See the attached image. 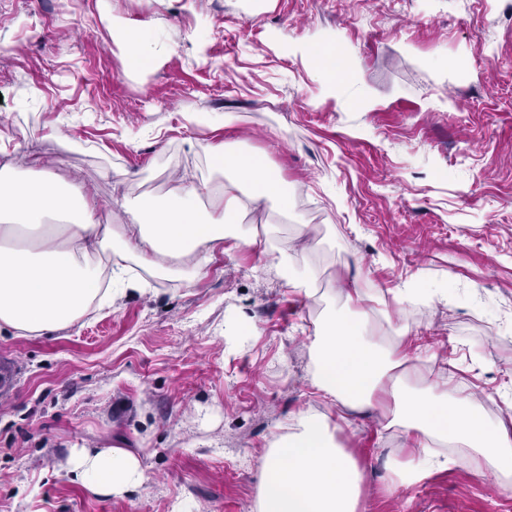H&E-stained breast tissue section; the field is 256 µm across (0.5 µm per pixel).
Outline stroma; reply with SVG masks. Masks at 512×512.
I'll return each mask as SVG.
<instances>
[{
  "instance_id": "1",
  "label": "stroma",
  "mask_w": 512,
  "mask_h": 512,
  "mask_svg": "<svg viewBox=\"0 0 512 512\" xmlns=\"http://www.w3.org/2000/svg\"><path fill=\"white\" fill-rule=\"evenodd\" d=\"M116 16L168 60L129 72ZM299 44L333 45L347 81ZM0 137L16 175L31 156L80 171L112 225L127 220L113 198L218 180L190 139L262 153L295 205L242 226L278 225L298 267H321L308 297L258 243L69 329L0 326V512H251L263 455L316 402L310 338L354 265L371 308L429 344L412 356L429 380L449 369L489 419L512 411V0H0ZM410 279L447 300L395 307ZM328 416L364 470V512H512V483L463 455L389 490L405 436L373 412ZM109 447L140 462L142 487L103 496L75 478L73 449Z\"/></svg>"
}]
</instances>
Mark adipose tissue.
<instances>
[{
  "instance_id": "ef3b65f1",
  "label": "adipose tissue",
  "mask_w": 512,
  "mask_h": 512,
  "mask_svg": "<svg viewBox=\"0 0 512 512\" xmlns=\"http://www.w3.org/2000/svg\"><path fill=\"white\" fill-rule=\"evenodd\" d=\"M112 38L130 71L157 65L169 46L145 28L112 23ZM222 182L183 179L167 204L146 194L123 224L98 221L96 200L75 184L52 176L28 184L0 167V325L16 335L74 326L94 298L111 301L112 285L132 286L130 262L154 277L180 276L193 286L214 251L263 243L283 279L312 295L318 271H297L273 227L244 230L239 216L266 207L281 212L292 204L287 182L254 153L211 152ZM208 211L197 208L201 196ZM76 213V223L48 224L53 214ZM342 305L328 303L309 346L307 378L329 407L381 408L387 428L413 442L408 457L394 460L390 488L414 484L447 468L450 450L465 449L476 472L512 478V426L487 420L479 400L451 378L425 380L408 355L410 330L391 317L375 319L362 305L358 280L345 285ZM69 464L77 477L101 494L122 495L143 484L144 471L132 455L117 449L74 451ZM364 473L336 443L326 414L298 412L285 434L268 448L261 469L256 512H361Z\"/></svg>"
}]
</instances>
